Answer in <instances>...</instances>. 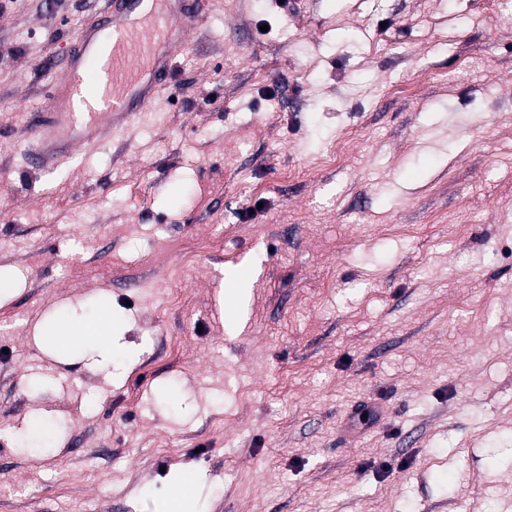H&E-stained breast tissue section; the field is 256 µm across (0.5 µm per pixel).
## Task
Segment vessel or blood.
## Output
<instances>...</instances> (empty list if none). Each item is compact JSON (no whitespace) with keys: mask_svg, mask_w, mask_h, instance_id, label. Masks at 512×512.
<instances>
[{"mask_svg":"<svg viewBox=\"0 0 512 512\" xmlns=\"http://www.w3.org/2000/svg\"><path fill=\"white\" fill-rule=\"evenodd\" d=\"M100 20L81 28L52 79V104L23 134L34 167L52 169L104 128L126 127L169 78L200 0H105Z\"/></svg>","mask_w":512,"mask_h":512,"instance_id":"b4317fda","label":"vessel or blood"}]
</instances>
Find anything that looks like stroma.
<instances>
[{
    "instance_id": "1",
    "label": "stroma",
    "mask_w": 512,
    "mask_h": 512,
    "mask_svg": "<svg viewBox=\"0 0 512 512\" xmlns=\"http://www.w3.org/2000/svg\"><path fill=\"white\" fill-rule=\"evenodd\" d=\"M101 8L0 0V512H155L182 468L197 512H512L498 0H205L146 112L33 170ZM105 305L111 361L43 340Z\"/></svg>"
}]
</instances>
